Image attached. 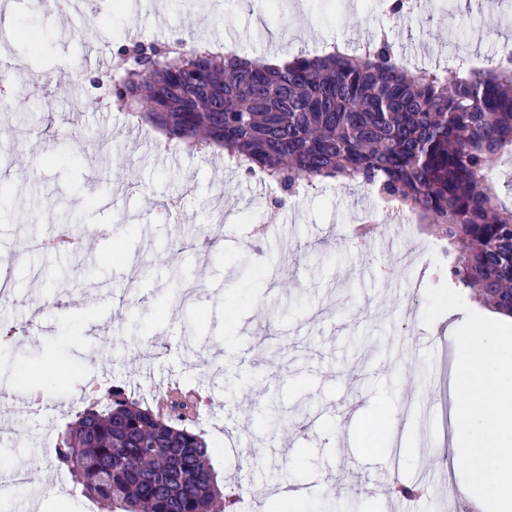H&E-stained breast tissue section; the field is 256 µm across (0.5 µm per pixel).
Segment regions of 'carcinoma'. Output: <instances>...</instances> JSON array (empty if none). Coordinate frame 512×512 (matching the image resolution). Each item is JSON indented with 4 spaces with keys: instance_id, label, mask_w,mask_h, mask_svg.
Masks as SVG:
<instances>
[{
    "instance_id": "carcinoma-1",
    "label": "carcinoma",
    "mask_w": 512,
    "mask_h": 512,
    "mask_svg": "<svg viewBox=\"0 0 512 512\" xmlns=\"http://www.w3.org/2000/svg\"><path fill=\"white\" fill-rule=\"evenodd\" d=\"M382 40L279 65L204 44L170 52L150 73L129 55L112 95L200 152L224 148L246 174L295 194L323 178L368 185L448 238V280L512 314V209L485 172L512 151V66L409 72ZM119 390L79 412L58 461L110 512H224L205 440Z\"/></svg>"
}]
</instances>
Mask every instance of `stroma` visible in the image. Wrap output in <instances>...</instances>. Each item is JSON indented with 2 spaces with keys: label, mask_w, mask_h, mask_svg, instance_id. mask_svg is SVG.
I'll return each instance as SVG.
<instances>
[{
  "label": "stroma",
  "mask_w": 512,
  "mask_h": 512,
  "mask_svg": "<svg viewBox=\"0 0 512 512\" xmlns=\"http://www.w3.org/2000/svg\"><path fill=\"white\" fill-rule=\"evenodd\" d=\"M10 22L42 46L13 50L34 80L25 105L0 111V169L18 173L0 204V462L19 460L26 483L0 493V512H107L84 496L56 446L77 411L118 389L154 404L161 383L179 377L210 398L192 427L209 446L225 494L248 490L232 512H445L449 490L464 486L450 442L456 410L455 367L447 353L465 313L425 326V291L448 265L447 239L429 224L393 214L365 187L326 179L272 211L266 185L224 166L223 151L189 153L146 126H130L119 103L91 106L93 79L111 66L85 62V34L108 32L118 44L219 43L248 58L310 53L341 42L348 53L386 37L405 69L491 66L512 42V0L489 22L482 0H439L419 12L384 15L381 0H163L162 23L137 0L90 9L63 27L59 11L8 0ZM75 57L79 64L61 68ZM222 162L215 170L214 162ZM91 229L94 248L80 256L32 251L63 212ZM371 221L373 239L350 236ZM425 247L405 258L408 243ZM196 284L183 299L172 273ZM428 373L413 409L399 380ZM39 387L41 405L20 409L26 394L13 373ZM274 406L288 423L272 434L251 419ZM395 459L391 481L432 478L409 501L360 482L373 462ZM306 486L301 503L271 496L273 486ZM60 486L62 498L49 493Z\"/></svg>",
  "instance_id": "1"
}]
</instances>
